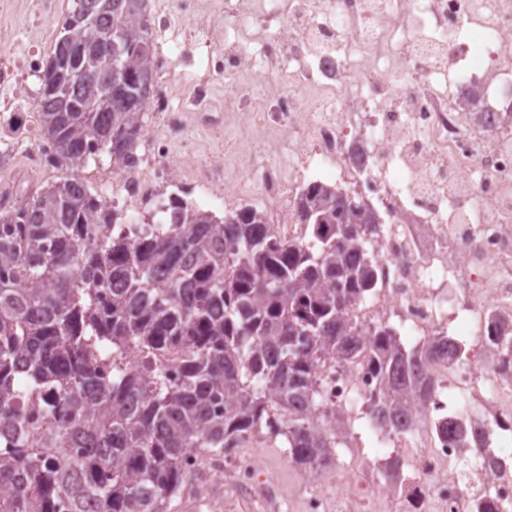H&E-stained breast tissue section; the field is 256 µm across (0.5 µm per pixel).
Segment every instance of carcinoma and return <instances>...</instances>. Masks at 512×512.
<instances>
[{
    "label": "carcinoma",
    "instance_id": "carcinoma-1",
    "mask_svg": "<svg viewBox=\"0 0 512 512\" xmlns=\"http://www.w3.org/2000/svg\"><path fill=\"white\" fill-rule=\"evenodd\" d=\"M111 32L119 64L155 77L147 0H73L54 47L70 42L74 62L49 56L58 78L38 112L62 176L0 212V512H169L188 449L222 454L273 407L288 458L324 467L345 435L315 400L319 367L368 354L378 381L367 414L392 432L435 390L421 361L451 353L445 340L408 351L388 322L345 316L378 285L379 224L337 185L299 195L298 239L254 207L220 218L178 196L162 206L170 223L114 232L115 213L79 172L103 152L131 165L154 82L112 88ZM79 66L95 82L77 81ZM90 101L98 111H82ZM173 350L174 375L163 360Z\"/></svg>",
    "mask_w": 512,
    "mask_h": 512
}]
</instances>
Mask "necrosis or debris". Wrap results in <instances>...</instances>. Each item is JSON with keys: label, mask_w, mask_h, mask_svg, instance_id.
Returning a JSON list of instances; mask_svg holds the SVG:
<instances>
[{"label": "necrosis or debris", "mask_w": 512, "mask_h": 512, "mask_svg": "<svg viewBox=\"0 0 512 512\" xmlns=\"http://www.w3.org/2000/svg\"><path fill=\"white\" fill-rule=\"evenodd\" d=\"M194 29L156 51L159 76L204 49L206 75L185 103L160 84L137 165L113 175L105 194L130 203L140 223L152 185L180 170L171 155L187 113L218 126L234 116L286 140L290 162L256 170L267 223L296 237L305 180L336 172L378 215L379 286L347 311L374 324L397 313L417 342L447 337L455 355L428 367L431 398L414 404L403 432L376 430L377 457L349 433L342 474L359 512H512V0H176ZM483 37L475 56L469 33ZM224 83L223 100L215 87ZM50 144L30 149L0 179V209L38 192ZM322 401L354 425L376 383L365 355L343 371H318ZM191 472H231L257 489L253 457L230 451Z\"/></svg>", "instance_id": "necrosis-or-debris-1"}]
</instances>
